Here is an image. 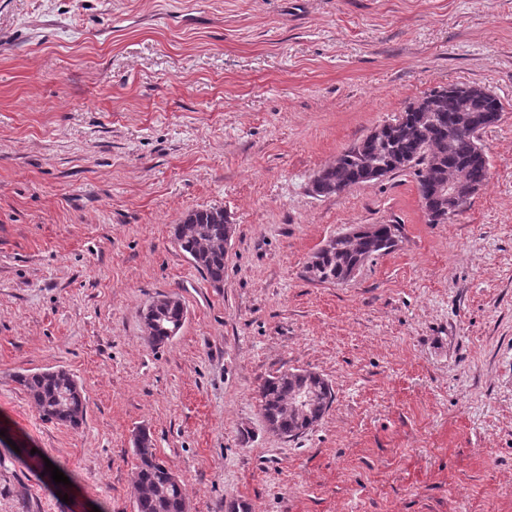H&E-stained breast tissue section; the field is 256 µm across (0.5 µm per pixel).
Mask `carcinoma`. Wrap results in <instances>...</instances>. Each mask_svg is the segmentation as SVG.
<instances>
[{"instance_id": "carcinoma-1", "label": "carcinoma", "mask_w": 512, "mask_h": 512, "mask_svg": "<svg viewBox=\"0 0 512 512\" xmlns=\"http://www.w3.org/2000/svg\"><path fill=\"white\" fill-rule=\"evenodd\" d=\"M429 94L435 105L431 128L424 127L415 118H407L395 121V125L377 139L362 138L336 162L314 174L312 192L318 197L335 196L343 188L364 183V163L371 157L382 161L392 175L415 167L427 168L433 174L456 169L469 183L484 187L490 177V165L479 135L490 124L482 120V116L502 110L500 100L495 96L483 98L478 107L469 112L471 128L450 140L441 128L466 111L465 101L452 85L441 88L438 95L432 90ZM229 225L230 217L224 208L213 206L187 212L173 227L179 249L215 286L224 282V234ZM398 232L397 225L384 224L378 234L362 233L353 238L338 234L327 239L306 265L307 279L332 284L344 281L347 271L358 260L392 251L397 246ZM148 310L161 326L146 337L147 342L154 348L168 344L172 337L164 328L180 318L185 311L184 304L178 297L172 300L168 295H160L149 303ZM15 381L34 401L45 420L72 428L83 423L84 397L82 391L70 389L74 376L68 371L47 369L21 373L16 375ZM310 387L318 393L317 401L301 414L292 411L296 393ZM333 400L329 384L307 370L284 371L266 379L260 387L264 418L292 439L308 431L307 423L321 420ZM132 451L137 460L136 512H186L188 502L181 483L170 482L172 470L157 456L148 430H137Z\"/></svg>"}]
</instances>
